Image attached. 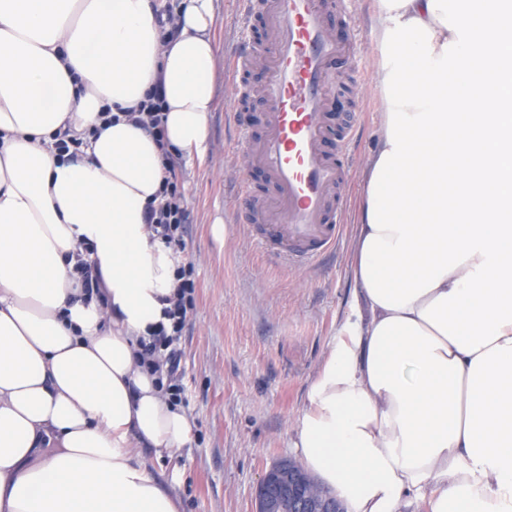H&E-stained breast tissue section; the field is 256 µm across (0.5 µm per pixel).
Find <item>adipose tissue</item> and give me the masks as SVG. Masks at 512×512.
<instances>
[{"label": "adipose tissue", "mask_w": 512, "mask_h": 512, "mask_svg": "<svg viewBox=\"0 0 512 512\" xmlns=\"http://www.w3.org/2000/svg\"><path fill=\"white\" fill-rule=\"evenodd\" d=\"M366 2L382 139L360 175L355 312L309 385L297 454L349 512L409 495L512 512V12L490 39L461 23L487 0ZM163 4L0 0V512H179L140 455L193 432L140 364L178 266L145 217L164 150L206 156L216 17L182 0L166 44ZM156 86L161 146L125 115ZM83 263L102 301H83ZM165 6L160 10H156L157 20L162 32V38L164 43H169L173 40L180 32V26L178 25L177 8L178 4L173 3L174 1H166ZM165 16V18L163 17Z\"/></svg>", "instance_id": "obj_1"}]
</instances>
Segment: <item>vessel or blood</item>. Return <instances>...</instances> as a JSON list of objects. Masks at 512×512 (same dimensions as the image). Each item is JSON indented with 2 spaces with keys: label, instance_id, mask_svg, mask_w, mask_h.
<instances>
[{
  "label": "vessel or blood",
  "instance_id": "1",
  "mask_svg": "<svg viewBox=\"0 0 512 512\" xmlns=\"http://www.w3.org/2000/svg\"><path fill=\"white\" fill-rule=\"evenodd\" d=\"M331 0H238L243 16L226 79V110L239 144L269 183L255 200L242 181L234 219L274 257L300 267L332 248L344 221V160L356 133L353 119L333 130L328 109L333 70L355 64L354 45L333 39ZM266 57L271 77L253 90L246 71ZM261 94L266 111L254 130L244 104Z\"/></svg>",
  "mask_w": 512,
  "mask_h": 512
}]
</instances>
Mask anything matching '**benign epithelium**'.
<instances>
[{
    "label": "benign epithelium",
    "instance_id": "benign-epithelium-1",
    "mask_svg": "<svg viewBox=\"0 0 512 512\" xmlns=\"http://www.w3.org/2000/svg\"><path fill=\"white\" fill-rule=\"evenodd\" d=\"M256 512H347L344 502L319 488L301 463L281 460L265 472L256 491Z\"/></svg>",
    "mask_w": 512,
    "mask_h": 512
}]
</instances>
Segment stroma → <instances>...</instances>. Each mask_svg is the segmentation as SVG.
Wrapping results in <instances>:
<instances>
[{
  "instance_id": "1",
  "label": "stroma",
  "mask_w": 512,
  "mask_h": 512,
  "mask_svg": "<svg viewBox=\"0 0 512 512\" xmlns=\"http://www.w3.org/2000/svg\"><path fill=\"white\" fill-rule=\"evenodd\" d=\"M217 43L214 107L204 161L183 159L190 213L184 256L195 267L196 307L182 338L184 400L191 441L173 456L141 449L183 512H255V491L276 462L296 457L294 425L309 384L338 327L353 312L352 222L318 262L292 268L272 257L234 223L239 179L264 189L265 177L241 166L243 152L224 125V63L236 43V0H214ZM359 34V70L334 112L353 114L347 200L379 144L380 96L363 0L348 4Z\"/></svg>"
}]
</instances>
